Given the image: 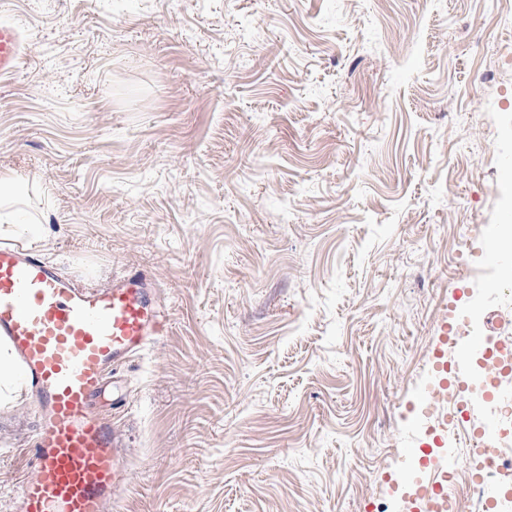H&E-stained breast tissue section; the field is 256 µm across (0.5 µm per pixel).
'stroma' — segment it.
Instances as JSON below:
<instances>
[{
  "label": "stroma",
  "instance_id": "stroma-1",
  "mask_svg": "<svg viewBox=\"0 0 512 512\" xmlns=\"http://www.w3.org/2000/svg\"><path fill=\"white\" fill-rule=\"evenodd\" d=\"M32 249L171 328L103 398L118 512H399L443 317L512 228V0H0ZM124 399L123 408L112 403ZM0 409V512L30 476ZM25 36L12 23L0 22V78L11 77L25 57Z\"/></svg>",
  "mask_w": 512,
  "mask_h": 512
}]
</instances>
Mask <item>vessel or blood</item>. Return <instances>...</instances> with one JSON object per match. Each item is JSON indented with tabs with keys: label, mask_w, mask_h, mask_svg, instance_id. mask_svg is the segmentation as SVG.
<instances>
[{
	"label": "vessel or blood",
	"mask_w": 512,
	"mask_h": 512,
	"mask_svg": "<svg viewBox=\"0 0 512 512\" xmlns=\"http://www.w3.org/2000/svg\"><path fill=\"white\" fill-rule=\"evenodd\" d=\"M25 36L0 22V78L16 73ZM169 319L150 276L129 270L94 290L62 276L35 252L0 247V341L16 354L31 388L37 421L31 477L18 512H105L128 481L120 438L99 411L97 397L115 374L167 331ZM456 383L475 403L496 393L472 385L466 364ZM422 512H448V464L419 481Z\"/></svg>",
	"instance_id": "obj_1"
}]
</instances>
